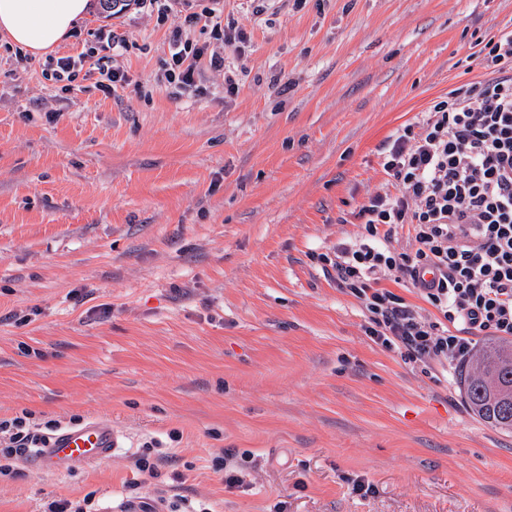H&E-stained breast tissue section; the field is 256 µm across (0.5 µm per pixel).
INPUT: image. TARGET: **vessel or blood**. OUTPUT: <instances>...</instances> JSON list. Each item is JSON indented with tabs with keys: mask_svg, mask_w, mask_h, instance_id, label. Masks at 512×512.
<instances>
[{
	"mask_svg": "<svg viewBox=\"0 0 512 512\" xmlns=\"http://www.w3.org/2000/svg\"><path fill=\"white\" fill-rule=\"evenodd\" d=\"M118 448V436L111 421L92 419L53 435L47 447L33 454L31 461L44 470L65 471L111 460Z\"/></svg>",
	"mask_w": 512,
	"mask_h": 512,
	"instance_id": "1",
	"label": "vessel or blood"
}]
</instances>
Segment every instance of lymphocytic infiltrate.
<instances>
[{"instance_id": "1", "label": "lymphocytic infiltrate", "mask_w": 512, "mask_h": 512, "mask_svg": "<svg viewBox=\"0 0 512 512\" xmlns=\"http://www.w3.org/2000/svg\"><path fill=\"white\" fill-rule=\"evenodd\" d=\"M200 24L225 45L246 41L235 21L214 10L188 13L168 34L165 80L178 92L194 89L207 68L223 72L226 91L234 92L223 55L185 39V27ZM480 54L481 82L449 90L383 145L390 186L360 207V239L312 256L337 288L362 303L367 336L426 371L455 369L473 351L474 335L512 338V31L486 42ZM50 66L56 81L69 83L94 68L108 95L126 82L93 46ZM426 270L433 280L423 278ZM390 278L414 288L434 316L384 288ZM60 427L28 411L0 418V477L46 447Z\"/></svg>"}]
</instances>
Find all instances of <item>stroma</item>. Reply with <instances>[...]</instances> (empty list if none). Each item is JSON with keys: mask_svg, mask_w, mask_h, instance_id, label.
Instances as JSON below:
<instances>
[{"mask_svg": "<svg viewBox=\"0 0 512 512\" xmlns=\"http://www.w3.org/2000/svg\"><path fill=\"white\" fill-rule=\"evenodd\" d=\"M33 55L0 40V417L108 419L121 449L62 473L18 465L0 512L161 491L213 512H512V433L469 409L458 375L421 372L365 333L361 303L311 260L356 240L388 177L379 149L512 30V0H129ZM238 90L206 75L176 97L167 34L186 8ZM127 81L48 57L101 31ZM169 445L157 477L133 456ZM231 455L245 484L216 467ZM203 22V27H210L211 32L216 40H224L227 46H233L237 43L246 42V35L240 29L234 20L229 19L224 23L223 12L216 14L213 9H204L199 12H190L184 16V23L188 27H196ZM98 55V48L91 46L87 49L84 48L76 56L51 59L50 66L54 79L58 82L66 81L69 83L63 85L61 90L70 91L72 89L71 83L86 64L98 70L102 79V81L98 82V89L104 94L113 95L118 86H123L126 82L125 74L120 69L103 63L105 57H99Z\"/></svg>", "mask_w": 512, "mask_h": 512, "instance_id": "1", "label": "stroma"}]
</instances>
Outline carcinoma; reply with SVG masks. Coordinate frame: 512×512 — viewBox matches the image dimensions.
<instances>
[{
  "label": "carcinoma",
  "instance_id": "obj_1",
  "mask_svg": "<svg viewBox=\"0 0 512 512\" xmlns=\"http://www.w3.org/2000/svg\"><path fill=\"white\" fill-rule=\"evenodd\" d=\"M467 405L481 420L512 432V342L496 340L476 348L460 370Z\"/></svg>",
  "mask_w": 512,
  "mask_h": 512
}]
</instances>
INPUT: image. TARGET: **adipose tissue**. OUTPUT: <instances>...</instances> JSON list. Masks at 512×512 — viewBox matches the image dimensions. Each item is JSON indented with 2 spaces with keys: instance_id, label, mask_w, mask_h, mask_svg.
Here are the masks:
<instances>
[{
  "instance_id": "obj_1",
  "label": "adipose tissue",
  "mask_w": 512,
  "mask_h": 512,
  "mask_svg": "<svg viewBox=\"0 0 512 512\" xmlns=\"http://www.w3.org/2000/svg\"><path fill=\"white\" fill-rule=\"evenodd\" d=\"M87 0H0V37L38 55L56 47Z\"/></svg>"
}]
</instances>
